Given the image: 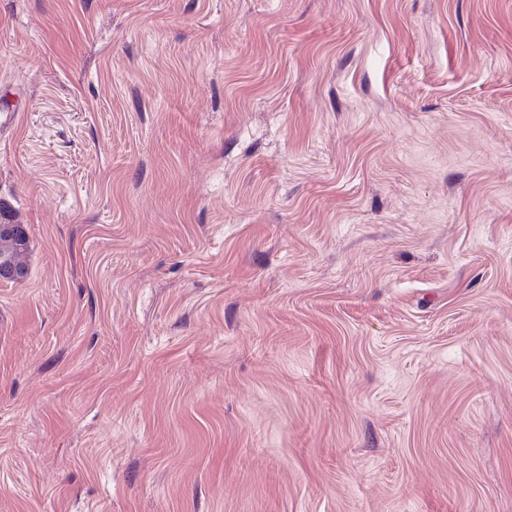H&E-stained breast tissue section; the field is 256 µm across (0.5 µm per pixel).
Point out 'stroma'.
I'll return each instance as SVG.
<instances>
[{"instance_id":"1","label":"stroma","mask_w":512,"mask_h":512,"mask_svg":"<svg viewBox=\"0 0 512 512\" xmlns=\"http://www.w3.org/2000/svg\"><path fill=\"white\" fill-rule=\"evenodd\" d=\"M0 512H512V0H0ZM13 225L17 226V230H19L18 235H5L0 232V264L2 262L3 265L7 264L21 273L27 274V237L24 230H22L23 232L21 231V225ZM20 272L14 270H1V279H5L4 277H7L21 280L23 279V276H21Z\"/></svg>"}]
</instances>
